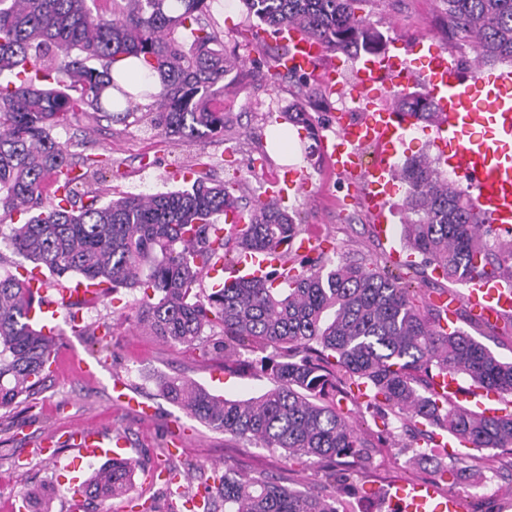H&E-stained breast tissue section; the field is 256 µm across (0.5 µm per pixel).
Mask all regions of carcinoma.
Returning a JSON list of instances; mask_svg holds the SVG:
<instances>
[{
    "instance_id": "obj_1",
    "label": "carcinoma",
    "mask_w": 512,
    "mask_h": 512,
    "mask_svg": "<svg viewBox=\"0 0 512 512\" xmlns=\"http://www.w3.org/2000/svg\"><path fill=\"white\" fill-rule=\"evenodd\" d=\"M363 0H241L246 17L279 32L293 29L324 51L358 57L386 52L377 24L357 14ZM453 36L468 42L474 62L512 63V0H439ZM208 0H0V211L29 213L6 239L34 266L75 287L106 285L141 293L138 324L171 345L208 346L242 371L268 374L273 385L247 399L211 393L186 375L158 388L186 415L288 460L306 459L317 493L290 488L266 471L224 470L203 497L181 491L186 512H355L356 467L373 447L338 408L359 401L403 425H432L467 450L512 455V411L487 415L439 394L438 374L463 376L474 388L512 404V362L469 333L446 330L442 307L421 306L399 278L377 264L317 258L301 269L293 243L300 225L273 201H247L229 182L203 174L175 191L118 195L106 204L83 197L110 160L75 162L57 137L68 118L144 124L173 139L224 136V31L207 21ZM288 46L265 47L272 77L295 82L283 119L319 141V117L308 112L322 90L294 69H279ZM395 108L431 125L438 105L428 94L398 92ZM406 184L407 248L450 283L496 279L512 289V231L486 223L473 195L439 159L420 155L399 169ZM237 211L235 228L218 223ZM277 251L279 267L263 279L239 277L201 287L205 270L230 253ZM24 280L0 272V409L26 405L46 389L55 340L30 317ZM262 353L249 360L241 350ZM398 452L433 464L441 481L455 476L448 445L403 444ZM136 463L111 461L82 485L86 499L109 500L132 487Z\"/></svg>"
}]
</instances>
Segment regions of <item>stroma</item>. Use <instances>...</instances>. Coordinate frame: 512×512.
Wrapping results in <instances>:
<instances>
[{"instance_id":"35a3bbf8","label":"stroma","mask_w":512,"mask_h":512,"mask_svg":"<svg viewBox=\"0 0 512 512\" xmlns=\"http://www.w3.org/2000/svg\"><path fill=\"white\" fill-rule=\"evenodd\" d=\"M361 11L377 21L401 57L411 58L413 44L424 36L446 49L461 66L475 58L469 45L449 37L437 12V0H388L383 8L366 0ZM211 15L224 29L225 55L243 62L241 74L231 73L224 79V109L228 113L224 137L171 141L137 125L116 124L92 132L84 121L72 122L58 131L59 139L84 138L86 152L113 161L99 186L101 201L110 200L116 191L153 194L172 190L205 169L220 180H241L247 194L257 198L264 195L269 180L288 169L300 170L306 172L309 184L305 191L291 196L289 206L297 214L303 237L335 246L329 261L342 257L375 260L426 298L446 286L466 294V284H447L420 256L409 255L401 230V182H393L388 196L390 234L384 239L363 197L350 191L347 179L336 173L322 149H315L309 160L300 141L285 148L273 142L277 115L287 111L294 90L285 82L273 84L267 67L255 63L248 45L253 23L246 19L238 0H213ZM134 298V293L122 289L103 301L62 309L64 334L59 338V356L47 389L33 409L19 406L0 411V512H15L21 493L35 489L45 491L51 512H185L182 498L152 476L171 462L183 469L185 485L196 494L212 485L214 472L227 467L242 474L271 469L292 487L316 490L318 478L312 468L288 461L280 452L231 439L186 416L162 397L157 378L175 373L189 375L216 394L238 399L255 395L270 382L225 370L221 356L204 358L199 352L166 345L147 335L135 319L124 316ZM75 315L99 330L111 326V335L89 336L70 330L68 320ZM86 362L93 364V372L83 371ZM118 378L153 407L150 418L121 411L112 392V383ZM349 419L376 446L370 466L358 477L363 490L377 494L366 512H391L386 495L395 484L433 483L428 469L408 467L405 456L396 453L394 444L405 435L400 423L382 425L364 409L352 410ZM76 429L95 430L107 440L116 432L126 436L129 457L141 463L126 496L92 501L68 493L71 478H86L102 464L101 458L84 457L66 444V436ZM52 437L61 441L55 462L41 451L42 442ZM511 460L500 451H484L480 465L485 478L476 483L469 475L472 459L459 455L456 484L440 486L439 491L458 499L461 512H512V476L504 470Z\"/></svg>"}]
</instances>
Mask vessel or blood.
Masks as SVG:
<instances>
[{
    "label": "vessel or blood",
    "mask_w": 512,
    "mask_h": 512,
    "mask_svg": "<svg viewBox=\"0 0 512 512\" xmlns=\"http://www.w3.org/2000/svg\"><path fill=\"white\" fill-rule=\"evenodd\" d=\"M413 52L426 68L427 89L439 106L436 133L448 166L466 180L478 212L488 223L511 227L512 70L489 78L467 77L457 61L425 40L416 41ZM323 55L317 42L296 38L291 42L287 65L311 73L317 70ZM410 73L409 62L395 56L360 61L349 90L360 117L353 121L337 115L336 137L323 144L337 173L351 176L355 185L367 187V208L382 235L388 228L385 198L395 177L392 159L412 123L400 120L394 108L377 105L376 85L383 82L391 89L407 87ZM368 145L376 151V159L369 165L362 152ZM306 183L301 172H289L272 181L266 194L285 201ZM21 275L35 297L32 312L48 333L56 332L61 309L73 296L88 294L84 288L77 292L66 290L60 299L51 300L45 296L40 269H25ZM466 298L479 315L512 312V290L497 283L473 281ZM389 499L400 512H458L454 499L438 500L429 485H397Z\"/></svg>",
    "instance_id": "obj_1"
}]
</instances>
